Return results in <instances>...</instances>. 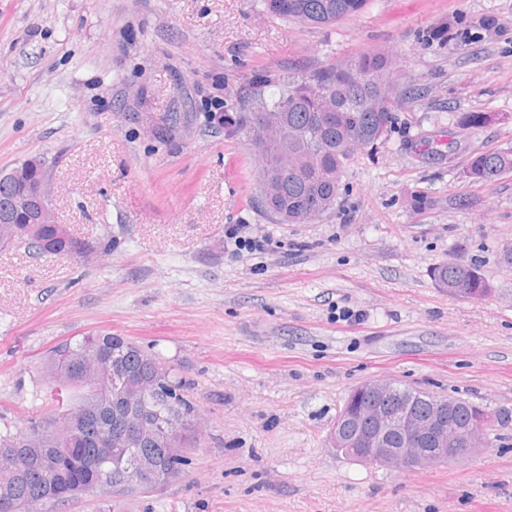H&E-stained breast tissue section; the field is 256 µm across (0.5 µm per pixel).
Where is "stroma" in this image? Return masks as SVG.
<instances>
[{"instance_id": "35a3bbf8", "label": "stroma", "mask_w": 512, "mask_h": 512, "mask_svg": "<svg viewBox=\"0 0 512 512\" xmlns=\"http://www.w3.org/2000/svg\"><path fill=\"white\" fill-rule=\"evenodd\" d=\"M370 52L423 99L352 156L334 211L277 223L250 202L258 158L213 114L254 78ZM471 112L490 119L465 126ZM508 147L512 0H369L329 25L262 0H0V170L43 156L84 245L0 249V427L50 403L51 348L112 333L186 381L200 444L167 484L61 512H512V425L410 472L330 441L372 379L512 412V174L465 176ZM455 258L490 297L437 285Z\"/></svg>"}]
</instances>
